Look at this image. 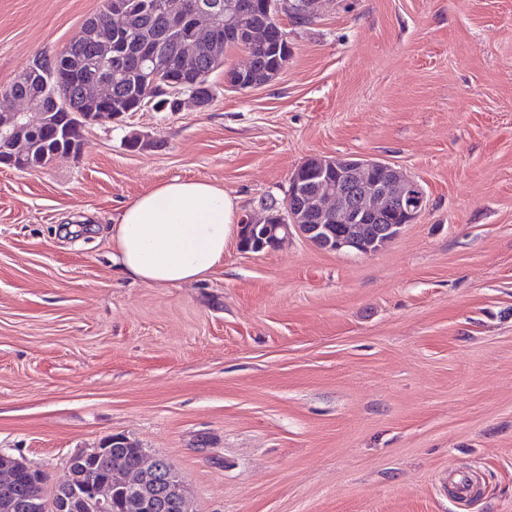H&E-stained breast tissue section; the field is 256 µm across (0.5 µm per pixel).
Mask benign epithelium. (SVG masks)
Segmentation results:
<instances>
[{"mask_svg":"<svg viewBox=\"0 0 512 512\" xmlns=\"http://www.w3.org/2000/svg\"><path fill=\"white\" fill-rule=\"evenodd\" d=\"M263 8L271 20L277 24L284 10L288 9L286 0H264ZM252 9V0H234L223 8L214 0H189L185 19L193 29L221 30L235 32L241 16ZM91 38L97 41L101 61L98 66L82 73L80 81L85 87L102 99L112 98V83L123 75L129 65L127 57L112 53V28L97 26ZM137 66L146 78L152 82L160 81L157 72L156 57L146 48L137 58ZM245 65L234 66L224 71V85L246 90L257 84L246 79ZM169 103L174 110H181L188 102H196L201 94L196 91L184 93L175 88L168 93ZM48 114L39 111L38 98L35 95L9 96L0 101V153L10 157L18 166H23L29 150L25 133L33 128L48 129ZM304 201L309 208L336 218L346 231L336 238L334 246L328 250L340 251L346 247L355 253L367 255L371 246L355 235V225L369 216L388 218L395 216L396 224H383L377 235L397 236L406 224H412L426 207V196L418 181L406 175L402 170L375 158L359 157L346 159L340 167L321 157H313L303 169L291 174L287 194L288 218L273 224L251 213L243 218L241 227L243 236L250 244L262 249L270 245L276 250L293 233L307 240L322 238L326 228L322 224H306L302 210L296 203ZM39 473V469L28 463L3 456L0 461V484L5 491L21 492L26 485V476ZM118 489L124 491L138 512H159L170 503L179 512H188L187 495L175 469L162 456H150L140 453V463L136 470L127 472L113 468L106 480H90L82 487V496L93 503L98 512H112V493ZM28 512H51L53 504L43 493L28 495L22 499Z\"/></svg>","mask_w":512,"mask_h":512,"instance_id":"obj_1","label":"benign epithelium"}]
</instances>
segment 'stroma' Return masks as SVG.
Segmentation results:
<instances>
[{
	"mask_svg": "<svg viewBox=\"0 0 512 512\" xmlns=\"http://www.w3.org/2000/svg\"><path fill=\"white\" fill-rule=\"evenodd\" d=\"M103 0H0V88ZM286 67L212 103L85 127L0 165V452L42 469L120 434L193 512H512V0H314ZM140 135L143 148L127 146ZM372 156L425 210L375 253L237 233L206 279L112 263L120 209L176 178L239 212L312 157ZM78 225L71 236L66 225ZM479 493L456 499L448 473Z\"/></svg>",
	"mask_w": 512,
	"mask_h": 512,
	"instance_id": "obj_1",
	"label": "stroma"
}]
</instances>
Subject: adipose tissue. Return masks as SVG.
<instances>
[{"instance_id":"ef3b65f1","label":"adipose tissue","mask_w":512,"mask_h":512,"mask_svg":"<svg viewBox=\"0 0 512 512\" xmlns=\"http://www.w3.org/2000/svg\"><path fill=\"white\" fill-rule=\"evenodd\" d=\"M237 205L204 180L161 183L122 208L112 261L147 285L207 278L224 261Z\"/></svg>"}]
</instances>
